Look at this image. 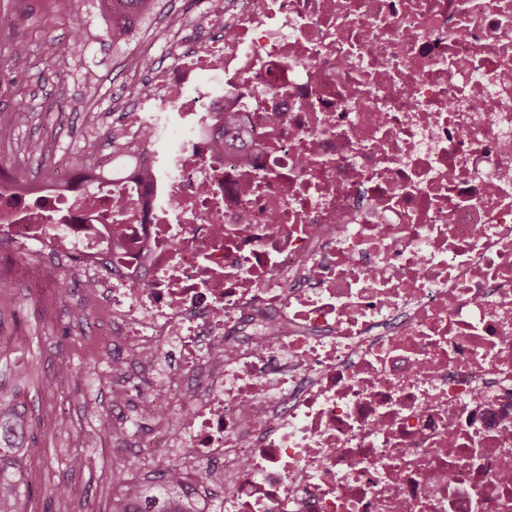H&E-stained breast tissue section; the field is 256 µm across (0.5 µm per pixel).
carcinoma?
Listing matches in <instances>:
<instances>
[{"label": "carcinoma", "instance_id": "carcinoma-1", "mask_svg": "<svg viewBox=\"0 0 512 512\" xmlns=\"http://www.w3.org/2000/svg\"><path fill=\"white\" fill-rule=\"evenodd\" d=\"M105 5H115L122 15L113 18L112 39L121 38L120 31L132 19L153 9L156 0H101ZM29 429L28 418L19 413L0 410V512H19L17 485L13 476L29 457L41 453L36 442L23 446L20 442ZM111 512H202L197 500L184 490L179 476L159 478L155 484L140 488L138 501L122 503L113 501Z\"/></svg>", "mask_w": 512, "mask_h": 512}]
</instances>
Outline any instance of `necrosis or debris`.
Returning <instances> with one entry per match:
<instances>
[{
	"instance_id": "necrosis-or-debris-1",
	"label": "necrosis or debris",
	"mask_w": 512,
	"mask_h": 512,
	"mask_svg": "<svg viewBox=\"0 0 512 512\" xmlns=\"http://www.w3.org/2000/svg\"><path fill=\"white\" fill-rule=\"evenodd\" d=\"M165 34L115 145L0 170L150 469L224 512H512V0H205Z\"/></svg>"
}]
</instances>
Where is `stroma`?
<instances>
[{
  "label": "stroma",
  "instance_id": "stroma-1",
  "mask_svg": "<svg viewBox=\"0 0 512 512\" xmlns=\"http://www.w3.org/2000/svg\"><path fill=\"white\" fill-rule=\"evenodd\" d=\"M198 8L197 0H157L115 44L107 34L112 17L100 0H0V122L14 130L11 141L0 142V168L36 179L77 164L92 132L79 120L61 130L62 113L83 105L111 116L120 93L113 77L125 59L148 34L161 33L165 12ZM48 15L57 20L50 29L41 25ZM19 40L28 46L20 58L13 53ZM59 42L69 43L70 53L57 62L52 46ZM38 138L47 142L49 159L25 153V143ZM25 255L18 247L0 259V390L5 404L28 415L42 449L18 476L19 506L76 512L58 495L69 487L110 512L114 470L130 467L137 483L149 481L141 453L152 432L145 427L100 439L101 423L112 414L108 370L117 350L73 321L78 289L64 296L46 280L21 275Z\"/></svg>",
  "mask_w": 512,
  "mask_h": 512
}]
</instances>
